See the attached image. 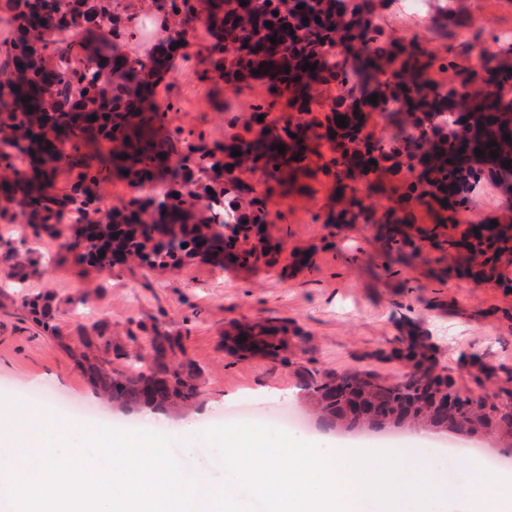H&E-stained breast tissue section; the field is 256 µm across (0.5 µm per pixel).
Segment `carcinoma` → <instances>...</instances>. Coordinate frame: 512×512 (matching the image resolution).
Returning a JSON list of instances; mask_svg holds the SVG:
<instances>
[{"mask_svg":"<svg viewBox=\"0 0 512 512\" xmlns=\"http://www.w3.org/2000/svg\"><path fill=\"white\" fill-rule=\"evenodd\" d=\"M199 0H153L149 24L159 37L147 56L127 54L120 48L139 37L119 20L115 0H4L0 20V123L19 131L0 134V224L22 221L35 238L61 241L50 255L27 246L24 240L0 237V257L8 283L0 287V310L13 312L30 325L33 334L48 338L64 353L102 402L121 409L148 407L152 412L184 415L192 411L204 384L203 370L188 357L182 334L167 328L155 316L149 321L114 323L103 317L68 331L62 316L105 299L112 287L114 270H181L193 265H215L227 256L241 266L253 265L265 251L264 227L269 223L268 194L246 181L247 174H224L225 159L241 151L260 164L267 178L293 185L297 173L313 175L307 164L315 153L311 145L320 133L285 122L269 134L261 129L248 144L227 146L207 143L204 135L172 125L169 113L181 109V99L161 112L148 103L159 75L176 55L184 39L180 29L198 10ZM365 0H340L329 4L327 14L315 18L301 13L302 28L319 30L316 42L329 55L336 32L348 33L347 55L351 68H333L344 82L358 71L364 90L383 86L386 63L370 52L389 31L367 21ZM207 34L215 39L214 54L200 79L208 73L224 79V54L219 42L224 28L240 25L231 0H206ZM474 14L470 0H423L419 12L423 36L401 49V72L406 93L403 111L384 113L379 136L343 154L336 163L355 177L377 163L390 160L395 167H415L425 189L437 202L435 227L446 225L443 213L467 212L475 198L488 190L512 195V182L502 171L512 172V100L497 90L512 84V35L495 29L492 21L481 28L469 26ZM494 37L497 49L479 63L483 88L460 84L451 88L460 109L440 111V98L431 91L426 72L459 69L462 49L483 34ZM269 31L252 45L251 58L271 64L285 76L288 59L276 52ZM33 110H28V107ZM96 120H90V117ZM347 127H328L327 133L347 135L364 120V113H342ZM112 143L109 158L86 152L88 142ZM491 141L496 145L489 148ZM284 146V152L277 150ZM487 155L497 150L492 165L465 163L462 158ZM71 182L60 189L56 178L62 167ZM184 168L198 172L193 189L178 193L168 176ZM116 170L131 187L163 184L165 189L131 200L103 213L97 207L103 187ZM178 197H173V194ZM346 204L326 217L314 215L331 226L380 224L389 227L390 251L395 262L420 256L416 241L435 238L425 232L412 238L401 229L397 210L382 211L361 203L356 190ZM461 247L480 269L477 281H495L512 288V278L501 270V257L511 252L512 224L476 225ZM50 266L70 267L86 280V286L61 296L52 288L24 290L31 279ZM398 335L389 350L377 357L395 360L402 372L389 377L371 370L342 374L309 368L300 362L310 351V336L298 326L273 324L268 319L228 322L224 330L226 355L236 362L240 352L260 356L273 364L294 367L296 387L303 394L309 415L322 423H334L345 432L367 429L427 430L463 441H490L495 448L512 451V372L471 356L469 367L452 375L439 365L437 348L410 317L398 319Z\"/></svg>","mask_w":512,"mask_h":512,"instance_id":"obj_1","label":"carcinoma"}]
</instances>
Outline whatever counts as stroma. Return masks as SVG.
<instances>
[{
	"instance_id": "stroma-1",
	"label": "stroma",
	"mask_w": 512,
	"mask_h": 512,
	"mask_svg": "<svg viewBox=\"0 0 512 512\" xmlns=\"http://www.w3.org/2000/svg\"><path fill=\"white\" fill-rule=\"evenodd\" d=\"M210 86L212 105L177 113L174 122L220 142L228 89L220 80ZM335 204V191L312 177L298 176L289 188L273 185L265 260L242 269L201 265L164 273L126 272L113 279L107 297L86 308L83 318L65 315L62 326L69 330L102 315L120 323L153 315L183 331L188 355L206 376L198 406L190 414L199 432L215 426L217 417L232 406L246 404L267 414L303 406L293 369H274L259 358L230 363L223 336L232 320H291L312 338L311 367L339 374L370 368L395 376L400 364L374 359L373 353L386 348L396 333L395 317L405 313L429 332L441 366L457 369L465 354L512 368V288L474 282L459 272L462 253L428 246L421 257L386 272L385 234L379 225L336 229L311 223L312 212ZM32 386L48 391L47 399L36 401L37 409L57 413L61 401L79 403L81 412L71 417L76 429L91 427L84 414L88 408L116 420L124 417L94 395L48 339L0 313V396L13 398ZM395 449L414 454L455 484L459 496L449 502V512H467L472 475L486 466L483 454L451 461L414 434L400 437Z\"/></svg>"
}]
</instances>
